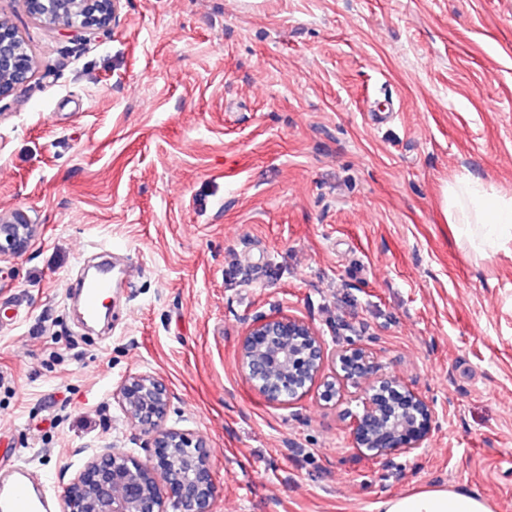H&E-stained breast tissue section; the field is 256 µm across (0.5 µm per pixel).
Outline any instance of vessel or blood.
<instances>
[{"label":"vessel or blood","mask_w":512,"mask_h":512,"mask_svg":"<svg viewBox=\"0 0 512 512\" xmlns=\"http://www.w3.org/2000/svg\"><path fill=\"white\" fill-rule=\"evenodd\" d=\"M124 268L101 267L85 275L81 282L84 312L88 318L100 313L101 298L111 292L115 276L124 275ZM58 496L45 476L15 461L6 472L0 473V512H57Z\"/></svg>","instance_id":"obj_1"}]
</instances>
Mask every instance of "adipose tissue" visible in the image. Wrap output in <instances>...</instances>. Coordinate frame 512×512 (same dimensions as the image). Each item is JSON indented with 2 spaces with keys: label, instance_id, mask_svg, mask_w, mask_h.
I'll list each match as a JSON object with an SVG mask.
<instances>
[{
  "label": "adipose tissue",
  "instance_id": "obj_1",
  "mask_svg": "<svg viewBox=\"0 0 512 512\" xmlns=\"http://www.w3.org/2000/svg\"><path fill=\"white\" fill-rule=\"evenodd\" d=\"M443 212L459 237L473 247L512 244V198L465 176L443 190ZM378 512H490L480 496L433 488L380 502Z\"/></svg>",
  "mask_w": 512,
  "mask_h": 512
}]
</instances>
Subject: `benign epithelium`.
Masks as SVG:
<instances>
[{"instance_id":"7a95c632","label":"benign epithelium","mask_w":512,"mask_h":512,"mask_svg":"<svg viewBox=\"0 0 512 512\" xmlns=\"http://www.w3.org/2000/svg\"><path fill=\"white\" fill-rule=\"evenodd\" d=\"M39 22L62 33L109 24L112 0H24ZM34 70L18 31L0 19V98L26 83ZM34 233L23 214L0 224V257L25 251ZM322 399L347 403L354 448L389 462L425 449L438 413L433 403L399 376L382 369L377 353L363 345L329 350L318 331L286 313L253 321L239 346L243 376L270 404L291 405L321 377ZM120 409L146 437L151 459L121 448L87 459L64 487V512H213L216 485L203 436L165 425L170 409L167 384L151 373H131L114 393Z\"/></svg>"}]
</instances>
